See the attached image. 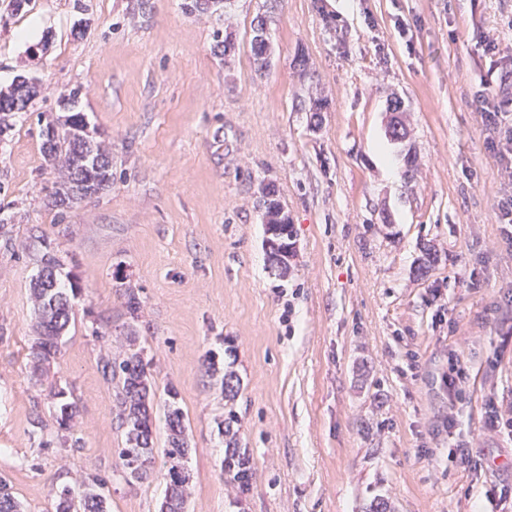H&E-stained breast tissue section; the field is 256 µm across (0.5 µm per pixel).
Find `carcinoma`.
Segmentation results:
<instances>
[{
	"label": "carcinoma",
	"mask_w": 512,
	"mask_h": 512,
	"mask_svg": "<svg viewBox=\"0 0 512 512\" xmlns=\"http://www.w3.org/2000/svg\"><path fill=\"white\" fill-rule=\"evenodd\" d=\"M18 87L6 93L0 92V134L8 128L12 102ZM86 126L81 113H73L65 119L58 145L51 148L42 144L44 156L60 166L63 180L55 191L59 205H69L98 194L111 183L112 156L105 144H100L103 163L97 165L83 146L77 144V134ZM41 270L33 284V297L39 312L38 342L32 351V368L41 370L43 364L59 352V340L70 319L71 304L65 289L57 286L61 261L47 253L42 259ZM112 379L117 385V404L122 425L126 428V447L118 453L119 466L126 472L130 466L143 459L155 463L153 438V396L149 379L148 362L143 350L131 349L121 358L106 362ZM224 398L235 399L240 390V379L230 370L221 380ZM236 415L228 412L220 422L219 430L227 438L223 472L232 476L241 491L249 489L252 479L250 458L238 448L239 430L234 428ZM167 448L163 450V466L166 469L167 488L161 512H184L190 475L185 468L188 441L184 415L177 407L169 408L167 415ZM105 482L94 479L83 485L78 495L67 488L60 492L57 512H71V500L78 498L82 512H107L106 497L102 493ZM0 512H20V505L0 479Z\"/></svg>",
	"instance_id": "1"
}]
</instances>
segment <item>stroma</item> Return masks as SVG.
I'll return each mask as SVG.
<instances>
[{
    "label": "stroma",
    "instance_id": "stroma-1",
    "mask_svg": "<svg viewBox=\"0 0 512 512\" xmlns=\"http://www.w3.org/2000/svg\"><path fill=\"white\" fill-rule=\"evenodd\" d=\"M183 3L0 0V90L40 83L0 136V478L22 512H56L63 488L95 477L108 512H160L162 465L123 476L103 372L133 345L150 362L156 447L169 407L188 427L185 512H512L500 496L512 435L490 425L512 418V240L499 213L512 159L493 152L512 105L485 118L512 69V0H235L191 15ZM27 26L34 40H20ZM73 89L112 181L64 209L42 143ZM316 97L325 110L305 111ZM264 182L292 219L284 277L267 265ZM47 247L73 295L41 374L30 284ZM228 370L241 380L231 402ZM231 411L252 462L245 493L221 470Z\"/></svg>",
    "mask_w": 512,
    "mask_h": 512
}]
</instances>
